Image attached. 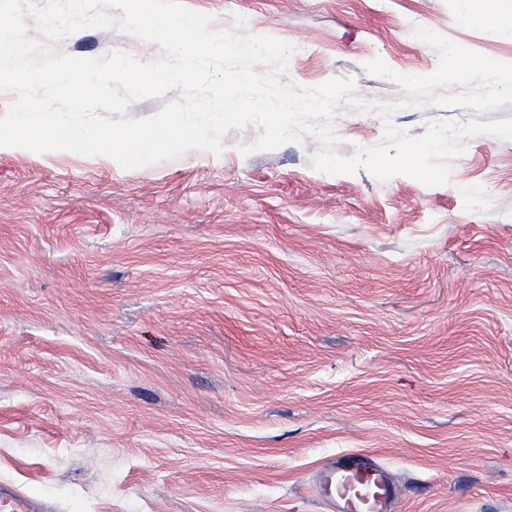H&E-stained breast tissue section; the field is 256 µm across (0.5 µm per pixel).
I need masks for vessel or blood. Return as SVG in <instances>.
<instances>
[{
    "label": "vessel or blood",
    "mask_w": 512,
    "mask_h": 512,
    "mask_svg": "<svg viewBox=\"0 0 512 512\" xmlns=\"http://www.w3.org/2000/svg\"><path fill=\"white\" fill-rule=\"evenodd\" d=\"M311 490L329 512H396L399 493L388 467L367 453H341L317 472Z\"/></svg>",
    "instance_id": "obj_1"
}]
</instances>
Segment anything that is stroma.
I'll return each instance as SVG.
<instances>
[{"label":"stroma","instance_id":"1","mask_svg":"<svg viewBox=\"0 0 512 512\" xmlns=\"http://www.w3.org/2000/svg\"><path fill=\"white\" fill-rule=\"evenodd\" d=\"M489 0H183L213 28L294 52L283 82L352 80L409 135L512 118L410 103L366 65L432 74L430 28L512 61ZM162 55L118 29L50 43ZM336 150L384 142L341 102ZM122 168L0 148V497L34 512H325L313 473L370 453L397 512H512V140L464 139L451 180L329 175L303 135Z\"/></svg>","mask_w":512,"mask_h":512}]
</instances>
